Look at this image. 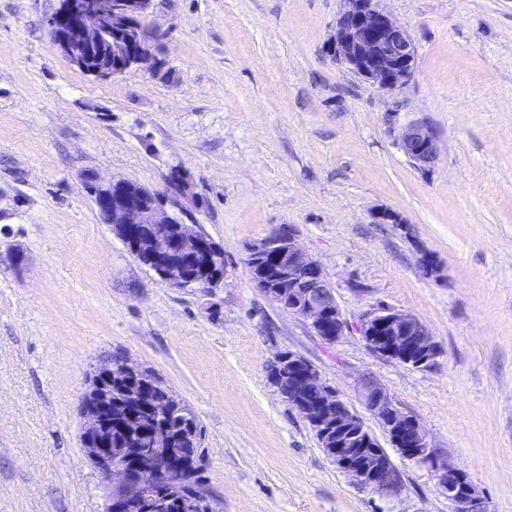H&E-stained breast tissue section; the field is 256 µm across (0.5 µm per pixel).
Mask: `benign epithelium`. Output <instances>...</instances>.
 Segmentation results:
<instances>
[{
  "instance_id": "1",
  "label": "benign epithelium",
  "mask_w": 512,
  "mask_h": 512,
  "mask_svg": "<svg viewBox=\"0 0 512 512\" xmlns=\"http://www.w3.org/2000/svg\"><path fill=\"white\" fill-rule=\"evenodd\" d=\"M336 18L329 52L340 65L378 89L395 93L403 88L415 71L416 47L406 31L381 8L382 0H342ZM151 0H61V6L49 20L51 46L77 67L96 49L103 11L115 16L145 15ZM162 34L153 28L138 40L131 62L158 70L161 59L156 47ZM386 123L398 130V144L416 165L425 167L437 156V136L424 120L401 122L399 113H386ZM170 199L153 208L130 198L112 205V188L124 180L98 183L95 204L114 208L123 240L137 246L147 239L155 248L148 253L150 264L161 279L175 288H207L219 285L224 269L208 248L210 239L191 224L183 240H167L168 225L176 223L174 210L182 201L199 200L186 194L184 175L175 171L168 177ZM251 258L260 290L278 300L274 283H288V297L294 315L310 321L314 333L334 344L344 336L346 322L334 291L321 266L300 245L295 230L288 224L276 226L266 237L253 244ZM367 345L378 355L409 369H421L434 363L439 349L428 328L413 315L381 307L368 315L362 326ZM124 371L133 383L124 387L125 404L149 409L169 406L166 393L141 402V395L153 384L144 368L126 361ZM316 385L320 399L306 402L303 391ZM364 403L383 425L390 443L402 458L432 469L442 492L453 505V512H487L485 497L459 469L437 458L431 440L413 416L402 412L386 391L375 383L365 388ZM288 404L297 408L311 426L336 467L362 487L381 495L398 493L401 481L390 476L395 469L391 456L382 448L364 420L353 411L303 357L288 353ZM83 447L86 457L115 485L128 489L126 495L108 498L106 512H138L160 493L172 500L183 483V463L167 454H156L145 463L132 448L112 447V366L101 364L91 374L90 388L82 402Z\"/></svg>"
}]
</instances>
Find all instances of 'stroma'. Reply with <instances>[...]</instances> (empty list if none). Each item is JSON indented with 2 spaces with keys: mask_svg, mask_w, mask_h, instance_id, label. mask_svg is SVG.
Segmentation results:
<instances>
[{
  "mask_svg": "<svg viewBox=\"0 0 512 512\" xmlns=\"http://www.w3.org/2000/svg\"><path fill=\"white\" fill-rule=\"evenodd\" d=\"M59 5L0 0V512H102L109 482L84 454L81 406L115 354L195 414L220 512H451L431 469L402 457L394 496L342 473L268 380L286 351L385 446L363 399L383 387L489 512H512V0H383L417 50L396 94L330 55L342 0H153L164 67L109 79L52 48ZM394 109L436 130L434 164L398 147ZM174 170L224 251L221 287L167 284L86 188L121 178L164 197ZM279 224L333 287L347 324L335 344L253 285L247 249ZM381 307L428 328L434 364L368 347L362 324Z\"/></svg>",
  "mask_w": 512,
  "mask_h": 512,
  "instance_id": "obj_1",
  "label": "stroma"
}]
</instances>
